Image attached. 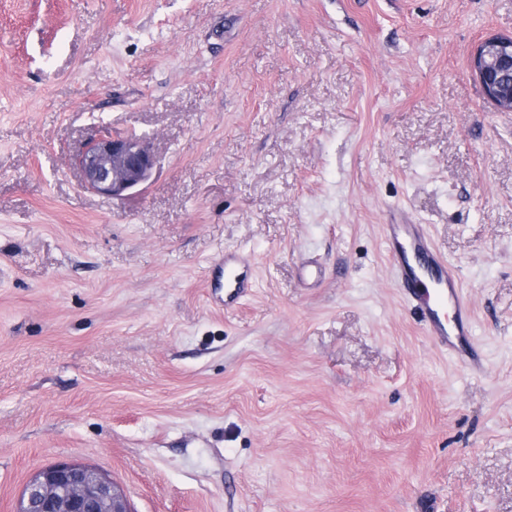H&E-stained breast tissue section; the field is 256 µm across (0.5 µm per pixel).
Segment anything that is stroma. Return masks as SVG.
<instances>
[{
    "label": "stroma",
    "mask_w": 512,
    "mask_h": 512,
    "mask_svg": "<svg viewBox=\"0 0 512 512\" xmlns=\"http://www.w3.org/2000/svg\"><path fill=\"white\" fill-rule=\"evenodd\" d=\"M495 36L512 0H0V512L57 462L133 512H512ZM102 125L156 160L119 199L73 164ZM389 224L456 269L482 372L404 300ZM470 70L485 97L495 106L512 111V38H490L477 46ZM224 288L225 295L232 299L240 297L247 291L249 285L244 266L235 262L224 264Z\"/></svg>",
    "instance_id": "stroma-1"
}]
</instances>
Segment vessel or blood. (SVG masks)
I'll use <instances>...</instances> for the list:
<instances>
[{
    "label": "vessel or blood",
    "mask_w": 512,
    "mask_h": 512,
    "mask_svg": "<svg viewBox=\"0 0 512 512\" xmlns=\"http://www.w3.org/2000/svg\"><path fill=\"white\" fill-rule=\"evenodd\" d=\"M387 243L402 294L417 301L422 322L435 343L443 349L455 350L466 331L461 326L449 330L448 320L441 312L447 304L453 306L456 316H464L467 311L454 267L436 254L423 225H388ZM224 288L232 299L246 292L244 266L235 262L225 264Z\"/></svg>",
    "instance_id": "obj_1"
}]
</instances>
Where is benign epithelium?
Segmentation results:
<instances>
[{
  "instance_id": "benign-epithelium-1",
  "label": "benign epithelium",
  "mask_w": 512,
  "mask_h": 512,
  "mask_svg": "<svg viewBox=\"0 0 512 512\" xmlns=\"http://www.w3.org/2000/svg\"><path fill=\"white\" fill-rule=\"evenodd\" d=\"M470 70L485 97L512 111V38H490L477 46ZM89 192L122 198L152 175L155 159L144 138L99 131L74 157ZM14 512H132L120 487L85 465L49 464L27 483Z\"/></svg>"
}]
</instances>
